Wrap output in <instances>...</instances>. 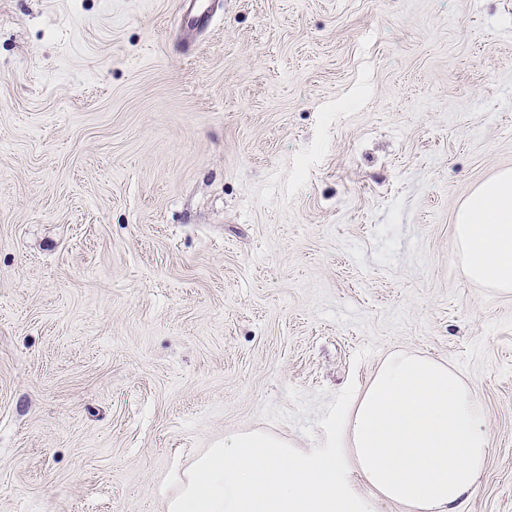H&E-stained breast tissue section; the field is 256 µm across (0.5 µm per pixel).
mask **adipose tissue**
Here are the masks:
<instances>
[{
	"instance_id": "1",
	"label": "adipose tissue",
	"mask_w": 512,
	"mask_h": 512,
	"mask_svg": "<svg viewBox=\"0 0 512 512\" xmlns=\"http://www.w3.org/2000/svg\"><path fill=\"white\" fill-rule=\"evenodd\" d=\"M454 236L470 280L512 292V169L462 203ZM339 422L343 459L262 432L216 442L179 477L166 512H367L351 468L409 512H463L489 454L476 396L446 364L408 350L383 361Z\"/></svg>"
}]
</instances>
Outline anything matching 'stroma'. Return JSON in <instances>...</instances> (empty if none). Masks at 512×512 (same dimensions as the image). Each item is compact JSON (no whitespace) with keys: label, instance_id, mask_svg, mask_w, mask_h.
<instances>
[{"label":"stroma","instance_id":"1","mask_svg":"<svg viewBox=\"0 0 512 512\" xmlns=\"http://www.w3.org/2000/svg\"><path fill=\"white\" fill-rule=\"evenodd\" d=\"M0 0V512H165L215 441L325 451L448 364L512 512V294L455 214L512 168V0Z\"/></svg>","mask_w":512,"mask_h":512}]
</instances>
